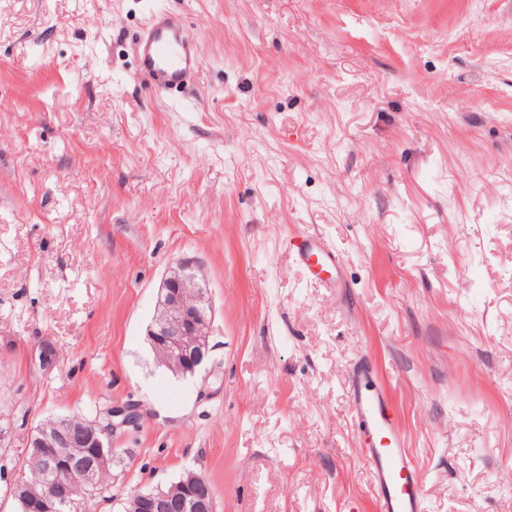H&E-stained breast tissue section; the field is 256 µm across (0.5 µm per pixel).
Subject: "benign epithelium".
I'll list each match as a JSON object with an SVG mask.
<instances>
[{
    "label": "benign epithelium",
    "instance_id": "benign-epithelium-1",
    "mask_svg": "<svg viewBox=\"0 0 512 512\" xmlns=\"http://www.w3.org/2000/svg\"><path fill=\"white\" fill-rule=\"evenodd\" d=\"M147 340L154 345L167 344L169 368L176 375L194 376L209 358L212 346V304L205 282L189 260H182L170 266L164 273L159 287L156 314L147 328ZM143 405L138 402L117 403L108 407V425L88 432L84 437L86 447L92 455L86 462L75 465L59 455L57 449L70 442V432L64 422L54 424L48 430L35 429L28 445L43 453L44 466L52 478L56 490L49 493L30 492L20 481L10 487V495L16 500L22 512H71L73 502L59 493L63 475L75 474L90 481L98 467L112 458V448L106 443L120 432L136 426L142 416ZM186 494L184 504L189 512H216L215 498L205 500L199 491L207 487L197 473H188L182 481ZM140 507V512H168L169 498L163 488L135 492L129 496Z\"/></svg>",
    "mask_w": 512,
    "mask_h": 512
}]
</instances>
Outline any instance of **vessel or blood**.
Returning <instances> with one entry per match:
<instances>
[{"label":"vessel or blood","mask_w":512,"mask_h":512,"mask_svg":"<svg viewBox=\"0 0 512 512\" xmlns=\"http://www.w3.org/2000/svg\"><path fill=\"white\" fill-rule=\"evenodd\" d=\"M138 50L142 71L161 95L186 86L200 62L194 34L178 15L164 9L153 12ZM295 253L311 271L327 273L338 265L335 251L315 236H303ZM350 393L376 493V512H423L418 465L369 364L354 369Z\"/></svg>","instance_id":"1"}]
</instances>
